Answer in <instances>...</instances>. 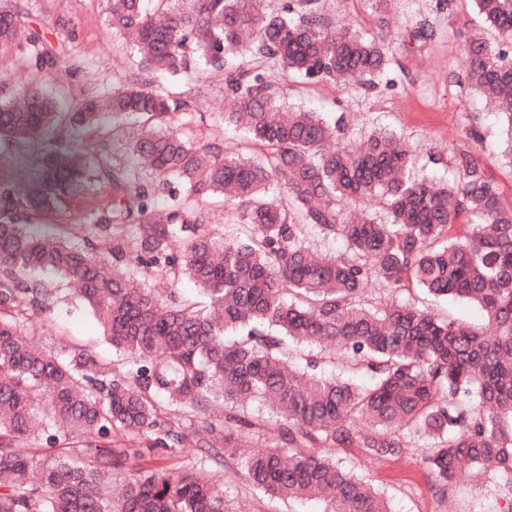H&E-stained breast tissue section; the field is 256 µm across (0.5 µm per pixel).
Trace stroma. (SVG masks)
Listing matches in <instances>:
<instances>
[{"label":"stroma","instance_id":"1","mask_svg":"<svg viewBox=\"0 0 512 512\" xmlns=\"http://www.w3.org/2000/svg\"><path fill=\"white\" fill-rule=\"evenodd\" d=\"M33 25L52 28L57 17L70 18L77 39L63 45V59L74 62L71 79L89 91H102L120 82L128 70L129 49L117 45L118 38L105 26L104 0H28ZM330 23L354 26L363 33H385L391 65L376 87L355 85L292 84L284 93L286 105L321 113L328 122L343 120L338 143L359 144L374 131H394L413 150L414 171L420 177L445 181L456 175L455 159L471 155L499 188L504 201H512V161L502 156L495 115L464 80L466 64L459 50L462 40L477 31L492 44H500L498 33L484 27L473 0H394L388 30H380L372 0H323ZM427 23L433 35L424 43L409 42L408 34L418 23ZM208 91L190 99L196 116L187 133L201 138L214 123L224 98V77H206ZM479 136L471 138L469 127ZM34 279L57 290L48 325L37 339L47 347H77L107 361L114 360L102 330L64 280L50 270H38ZM428 440L414 435L409 454L401 459L376 461L359 448H344L336 458L344 468L372 484L389 498L393 512H444L434 495L420 457ZM457 512H498V490L487 478L460 479L451 491Z\"/></svg>","mask_w":512,"mask_h":512}]
</instances>
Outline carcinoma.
<instances>
[{"mask_svg": "<svg viewBox=\"0 0 512 512\" xmlns=\"http://www.w3.org/2000/svg\"><path fill=\"white\" fill-rule=\"evenodd\" d=\"M105 2L106 26L138 60L96 96L62 66L63 111L41 85L62 46L30 28L24 0H0V61L30 60L0 87V512H235L212 474L232 458L270 499L392 512L335 455L400 458L414 433L430 439L421 463L441 499L466 470L492 477L512 512V203L467 157L450 183L413 176L391 130L357 152L328 150L335 128L280 99L285 78L374 88L389 67L383 37L326 24L321 0ZM474 3L512 44V0ZM462 54L512 158V48L474 33ZM202 64L227 80L201 142L181 133L195 120L188 100L150 75L190 76L202 95ZM112 115L142 124L127 143L135 167L112 158ZM225 127L245 133V151H224ZM373 197L384 222L359 208ZM213 198L224 200L225 236ZM45 220L60 234L27 230ZM308 232L342 240V252L313 251ZM35 269L74 284L122 362L22 334L49 310ZM184 276L199 298L176 288ZM373 286L465 300L488 328L385 302ZM293 344L308 348L302 368ZM326 364L338 373L323 374ZM254 401L276 434L262 452L249 442ZM39 435L61 451L26 448ZM186 447L197 455L188 464L145 462Z\"/></svg>", "mask_w": 512, "mask_h": 512, "instance_id": "1", "label": "carcinoma"}]
</instances>
